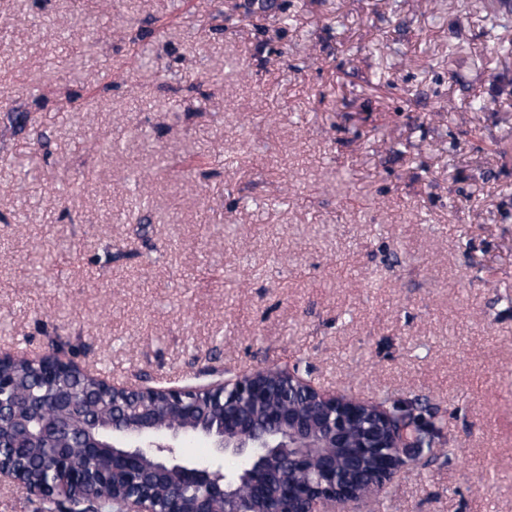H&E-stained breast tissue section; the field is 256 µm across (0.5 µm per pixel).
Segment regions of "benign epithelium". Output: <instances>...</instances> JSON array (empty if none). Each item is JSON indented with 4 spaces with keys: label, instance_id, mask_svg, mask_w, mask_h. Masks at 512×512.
Listing matches in <instances>:
<instances>
[{
    "label": "benign epithelium",
    "instance_id": "1",
    "mask_svg": "<svg viewBox=\"0 0 512 512\" xmlns=\"http://www.w3.org/2000/svg\"><path fill=\"white\" fill-rule=\"evenodd\" d=\"M31 366L42 379L57 371L86 375L60 352L33 359ZM273 373L257 369L198 388L116 386L102 379L101 386L112 390V416L106 417L35 387L19 391L0 369V435L11 436V448L47 443L59 462L70 460L74 440L89 458L114 448L112 468L96 480L101 487L115 479L124 484L117 512H184L179 494L162 502L153 497L171 475L181 490L196 493L194 512H246L245 501L267 504L266 512H366L400 471L393 452H404L406 444L379 408L290 373L284 374L288 394L305 402L271 404ZM156 397L169 407L167 425L153 411ZM190 434L207 439L218 457L231 452L243 459L242 472L228 476L210 464L176 458L174 448Z\"/></svg>",
    "mask_w": 512,
    "mask_h": 512
}]
</instances>
